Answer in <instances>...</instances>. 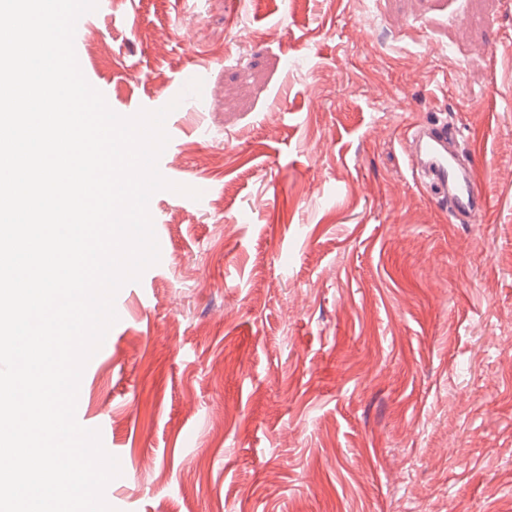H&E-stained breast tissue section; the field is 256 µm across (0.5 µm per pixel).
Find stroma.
Masks as SVG:
<instances>
[{
    "label": "stroma",
    "mask_w": 512,
    "mask_h": 512,
    "mask_svg": "<svg viewBox=\"0 0 512 512\" xmlns=\"http://www.w3.org/2000/svg\"><path fill=\"white\" fill-rule=\"evenodd\" d=\"M81 52L122 116L209 80L80 382L115 512H512V0H108ZM435 116L480 223L407 167ZM206 71L207 67L204 65H198L194 68L186 70L185 73L178 80L176 86L170 89L164 96H162L161 103L155 110L164 107L170 101H172L174 98L180 95L184 91L187 84L193 79H201L203 82L200 95L197 96L192 93H187L183 97L179 106H181L184 103V101L194 102L198 106L199 102L202 99H204L206 95ZM461 132L448 120L430 119L407 132L406 155L412 174L436 208L455 224H477L490 206L473 157L460 152Z\"/></svg>",
    "instance_id": "1"
}]
</instances>
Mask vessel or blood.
Segmentation results:
<instances>
[{"label":"vessel or blood","mask_w":512,"mask_h":512,"mask_svg":"<svg viewBox=\"0 0 512 512\" xmlns=\"http://www.w3.org/2000/svg\"><path fill=\"white\" fill-rule=\"evenodd\" d=\"M460 140L455 123L425 120L408 130L406 155L416 182L436 208L448 212L454 223L476 224L490 199L474 158L461 152Z\"/></svg>","instance_id":"1"}]
</instances>
